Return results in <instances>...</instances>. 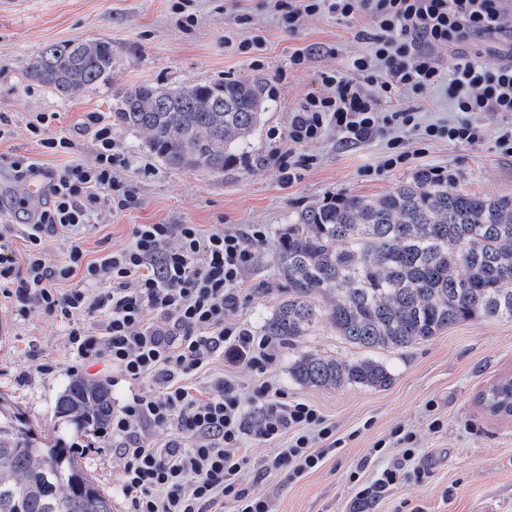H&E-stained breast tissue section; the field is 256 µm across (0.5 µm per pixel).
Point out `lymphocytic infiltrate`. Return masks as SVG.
Returning a JSON list of instances; mask_svg holds the SVG:
<instances>
[{"label":"lymphocytic infiltrate","instance_id":"1","mask_svg":"<svg viewBox=\"0 0 512 512\" xmlns=\"http://www.w3.org/2000/svg\"><path fill=\"white\" fill-rule=\"evenodd\" d=\"M505 2L276 0L281 22L291 31L305 17L324 12L370 22L357 33L369 42V51L352 59L349 73L322 72V92L308 95L293 113L287 145L273 154L282 182L292 183L312 163L304 147L331 127L347 145L385 138L381 161L364 171L369 178L416 157L405 141L388 137L393 128L417 131L425 141L480 145L484 129L474 114L512 115V59L486 63L462 54L448 70L438 51L502 31ZM439 87L446 89L457 119L424 126L415 109H378L380 99L406 90L422 96ZM82 124L96 144L92 165L47 170L27 156L8 160L16 180L44 181L47 200L32 212L24 199L14 198L13 210L32 214L21 234L26 264L16 271L12 243L0 235V292L23 305L35 302L61 320L79 365H103L113 385L129 387L107 434L122 461L119 490L130 512H224L228 500L237 512H273L268 497L244 485L245 471L285 469L297 478L320 468L346 440L315 405L289 398L269 377L277 355L273 338L234 318L243 277L267 229L220 226L204 236L193 224H138L128 247L87 260L80 231L102 212L136 207L139 197L136 182L126 175L131 160L113 141L106 114L87 113ZM49 233L69 241L63 262L51 264L44 256L43 238ZM78 274L83 287L58 289V282ZM217 357L231 366L245 365L255 380L245 386L225 375L194 395L190 379ZM145 381L153 383L154 393L139 391ZM151 429L168 431V440L155 445L147 435ZM249 435L283 446L256 461L240 453ZM370 453L389 462L370 482L363 478L364 465L350 471L361 504H371L403 481L421 480L413 432L395 430Z\"/></svg>","mask_w":512,"mask_h":512}]
</instances>
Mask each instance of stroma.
I'll return each instance as SVG.
<instances>
[{
  "label": "stroma",
  "mask_w": 512,
  "mask_h": 512,
  "mask_svg": "<svg viewBox=\"0 0 512 512\" xmlns=\"http://www.w3.org/2000/svg\"><path fill=\"white\" fill-rule=\"evenodd\" d=\"M171 4L0 0V113H8L14 122L12 137L0 142V155L31 157L47 169L91 163L93 137L76 130L82 115L115 112L123 90L136 84L172 87L248 79L264 88L268 108L241 147L243 162L221 174L171 168L150 151L145 131L113 124L114 141L132 161L128 174L139 186V203L95 219L83 235L90 257L130 244L137 224H194L205 232L218 225H266L267 240L244 276L248 297L238 312L241 322L258 330L288 295L275 255L283 229L302 210L346 194L390 191L424 168L447 174L453 190L512 195V155L496 145L507 119L485 114L477 117L486 129L481 146L432 142L407 167L375 178L364 177L362 171L377 164L384 140L345 149L335 129H328L309 148L313 164L301 169L292 185H282L271 159V132H287L293 111L306 95L320 90L321 73L348 71L352 58L367 52L369 43L355 37L353 24L328 13L306 18L288 31L270 0H189L187 10L196 14L198 23L187 30L178 26ZM253 34L266 38L265 66L260 70L235 49L239 40ZM68 40L111 42V79L67 96L30 80L32 59ZM309 48L314 54L307 66L289 71V55ZM399 107L417 110L426 123L455 117L441 88L423 97L406 91L379 102L384 112ZM38 112L58 113L52 128L73 133L71 153H49L27 131V121ZM66 332L64 323L37 305L24 309L15 298L0 295V394L15 402L45 436L56 429V400L74 365ZM302 353L345 361L370 355L388 366L392 381L378 390L302 385L288 372L290 362ZM271 373L289 398L314 404L339 434L356 435L302 478H289L284 470L245 474V483L271 499L275 512H358L348 474L363 460L368 471L382 467V460L369 458L368 452L399 427L416 434V465L425 476L392 488L368 512H409L413 507L418 512H512V420L492 417L477 402L487 386L512 378V321H465L396 352L354 347L323 321L299 343L281 346ZM436 418L443 423L437 431L430 427ZM81 441L77 457L111 498L112 512H129L116 491L121 465L111 441L88 433Z\"/></svg>",
  "instance_id": "1"
}]
</instances>
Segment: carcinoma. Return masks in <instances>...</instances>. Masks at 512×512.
<instances>
[{"instance_id":"1","label":"carcinoma","mask_w":512,"mask_h":512,"mask_svg":"<svg viewBox=\"0 0 512 512\" xmlns=\"http://www.w3.org/2000/svg\"><path fill=\"white\" fill-rule=\"evenodd\" d=\"M112 44L65 41L36 56L28 76L66 95L110 78ZM266 110L261 85L246 79L177 88L138 84L121 96L115 120L144 129L154 153L175 169L222 173ZM276 264L288 298L262 335L293 345L325 319L359 348L400 351L476 318L512 320V196L448 189L431 170L378 195L350 194L300 212L280 236ZM300 384L384 388L381 361L317 354L289 367ZM512 378L479 395L497 412ZM56 436L35 432L0 395V512H112L110 498L79 463L63 430L98 434L112 416L106 383L69 376L59 395Z\"/></svg>"}]
</instances>
